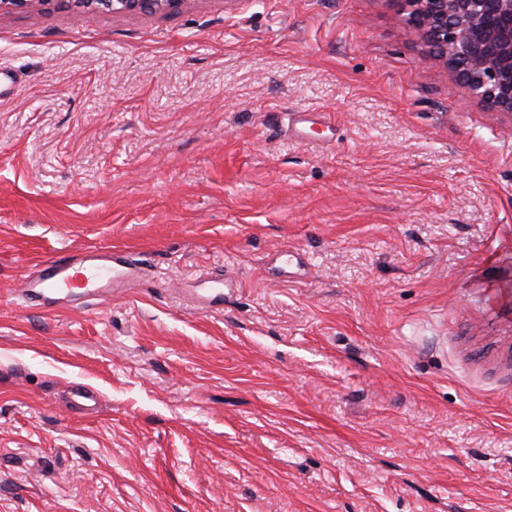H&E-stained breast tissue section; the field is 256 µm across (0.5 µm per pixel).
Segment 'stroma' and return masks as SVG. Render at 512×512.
I'll list each match as a JSON object with an SVG mask.
<instances>
[{
    "label": "stroma",
    "mask_w": 512,
    "mask_h": 512,
    "mask_svg": "<svg viewBox=\"0 0 512 512\" xmlns=\"http://www.w3.org/2000/svg\"><path fill=\"white\" fill-rule=\"evenodd\" d=\"M0 512H512V117L394 0L0 12ZM112 262V249L89 251L75 260L67 256L41 260L25 278L22 297L26 302L38 303L71 288H84L90 297H104L112 294V282L116 278L134 280L139 277V272L126 267L125 261L121 272L116 271Z\"/></svg>",
    "instance_id": "stroma-1"
}]
</instances>
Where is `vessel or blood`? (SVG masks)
Returning a JSON list of instances; mask_svg holds the SVG:
<instances>
[{
  "instance_id": "obj_1",
  "label": "vessel or blood",
  "mask_w": 512,
  "mask_h": 512,
  "mask_svg": "<svg viewBox=\"0 0 512 512\" xmlns=\"http://www.w3.org/2000/svg\"><path fill=\"white\" fill-rule=\"evenodd\" d=\"M137 276V271L129 267L116 270L109 250L89 251L75 260L56 256L41 260L25 278L22 296L25 301L38 303L63 290L82 288L87 296L102 297L111 294L115 279L133 280Z\"/></svg>"
}]
</instances>
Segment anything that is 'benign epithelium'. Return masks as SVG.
Returning a JSON list of instances; mask_svg holds the SVG:
<instances>
[{"label":"benign epithelium","instance_id":"benign-epithelium-1","mask_svg":"<svg viewBox=\"0 0 512 512\" xmlns=\"http://www.w3.org/2000/svg\"><path fill=\"white\" fill-rule=\"evenodd\" d=\"M181 0H74L157 12ZM423 33L462 87L491 112L512 115V0H393Z\"/></svg>","mask_w":512,"mask_h":512}]
</instances>
